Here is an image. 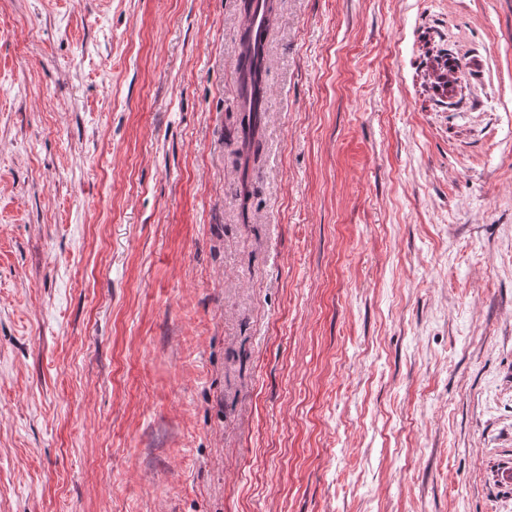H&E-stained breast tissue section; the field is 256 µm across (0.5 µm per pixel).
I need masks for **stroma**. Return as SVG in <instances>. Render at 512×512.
<instances>
[{
    "instance_id": "35a3bbf8",
    "label": "stroma",
    "mask_w": 512,
    "mask_h": 512,
    "mask_svg": "<svg viewBox=\"0 0 512 512\" xmlns=\"http://www.w3.org/2000/svg\"><path fill=\"white\" fill-rule=\"evenodd\" d=\"M240 28L0 0V512H512V0H277L250 162Z\"/></svg>"
}]
</instances>
